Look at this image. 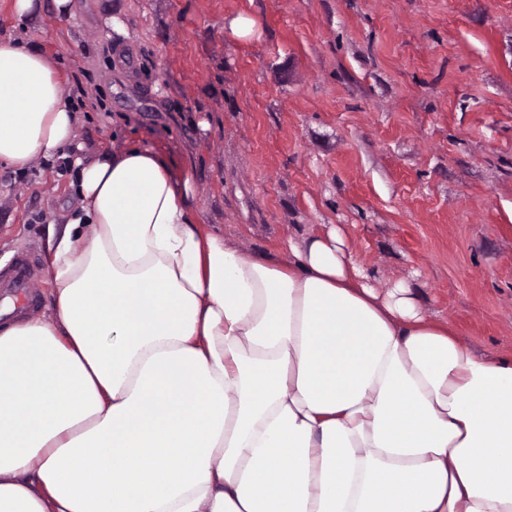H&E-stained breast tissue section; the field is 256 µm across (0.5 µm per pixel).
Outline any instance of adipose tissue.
<instances>
[{
    "label": "adipose tissue",
    "mask_w": 512,
    "mask_h": 512,
    "mask_svg": "<svg viewBox=\"0 0 512 512\" xmlns=\"http://www.w3.org/2000/svg\"><path fill=\"white\" fill-rule=\"evenodd\" d=\"M77 120L0 40V160ZM74 164L52 314L0 324V512H512V354L377 291L338 229L225 240L154 147Z\"/></svg>",
    "instance_id": "obj_1"
}]
</instances>
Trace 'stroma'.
Segmentation results:
<instances>
[{"label":"stroma","mask_w":512,"mask_h":512,"mask_svg":"<svg viewBox=\"0 0 512 512\" xmlns=\"http://www.w3.org/2000/svg\"><path fill=\"white\" fill-rule=\"evenodd\" d=\"M9 36L62 88L102 91L84 156L154 146L193 169L200 222L248 251L339 226L378 287L407 283L471 350L512 353V0H73L36 18L0 0ZM32 169L0 161V266L39 254V317L79 199L76 172Z\"/></svg>","instance_id":"stroma-1"}]
</instances>
